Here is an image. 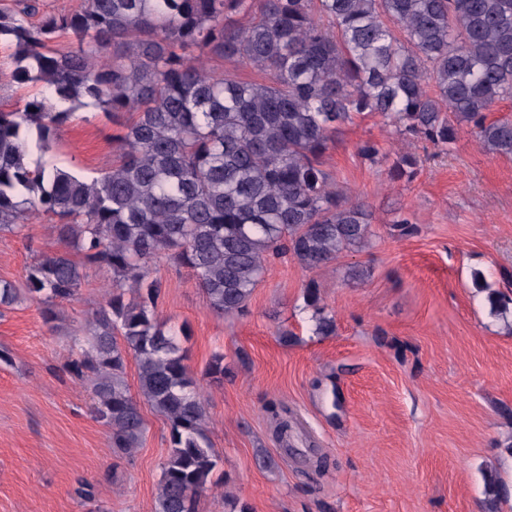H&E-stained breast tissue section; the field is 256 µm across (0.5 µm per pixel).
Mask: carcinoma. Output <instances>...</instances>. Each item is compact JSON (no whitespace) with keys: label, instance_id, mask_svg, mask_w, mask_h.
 Returning <instances> with one entry per match:
<instances>
[{"label":"carcinoma","instance_id":"1","mask_svg":"<svg viewBox=\"0 0 512 512\" xmlns=\"http://www.w3.org/2000/svg\"><path fill=\"white\" fill-rule=\"evenodd\" d=\"M39 13L38 0L0 8L13 78L47 88L20 111H0V232L21 231L34 212L59 220L65 249L31 265L23 289L0 280V305L24 292L49 322L87 269L112 273L72 337L70 372L89 385L112 451L129 455L145 431L125 380L127 359L136 362L140 394L170 427L154 512H197L219 455L186 354L158 317L151 267L188 266L213 311L241 316L275 260L315 272L368 246V206L344 196L323 162L357 117L377 114L399 139L446 151L467 127L487 152L512 156V119L487 115L512 99V0H80L36 24ZM63 36L74 47L57 52L51 43ZM204 55L266 79H228ZM90 104L130 114L115 166L87 180L30 162ZM419 167L398 153L388 176L410 183ZM472 280L512 334V297L479 270ZM303 297L314 333L334 335L315 281ZM484 482L497 512L506 484L492 471Z\"/></svg>","mask_w":512,"mask_h":512}]
</instances>
